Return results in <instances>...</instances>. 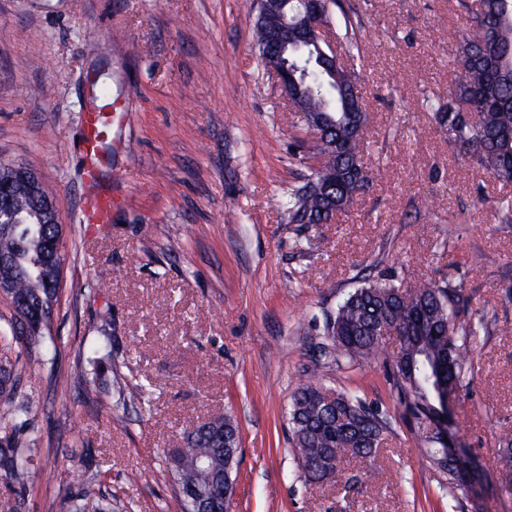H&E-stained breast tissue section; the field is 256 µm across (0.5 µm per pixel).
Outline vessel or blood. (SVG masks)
<instances>
[{
    "instance_id": "b4317fda",
    "label": "vessel or blood",
    "mask_w": 512,
    "mask_h": 512,
    "mask_svg": "<svg viewBox=\"0 0 512 512\" xmlns=\"http://www.w3.org/2000/svg\"><path fill=\"white\" fill-rule=\"evenodd\" d=\"M127 109V98L121 95L105 106L89 105L83 114L84 136L81 153L85 160V193L81 209L82 223H109L113 210L124 202L122 196L113 194L103 182L105 159L101 145L106 139L110 114L124 112Z\"/></svg>"
}]
</instances>
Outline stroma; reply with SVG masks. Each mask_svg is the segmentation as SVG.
Returning <instances> with one entry per match:
<instances>
[{
  "label": "stroma",
  "mask_w": 512,
  "mask_h": 512,
  "mask_svg": "<svg viewBox=\"0 0 512 512\" xmlns=\"http://www.w3.org/2000/svg\"><path fill=\"white\" fill-rule=\"evenodd\" d=\"M474 2L331 7L329 39L368 112L370 180L332 223L300 225L277 205L310 174L311 133L253 42L256 0H0V161L36 170L66 226L55 351L33 355L22 382L34 398V458L58 482L33 481L24 512H66L65 491L95 472L112 512H181L163 455L216 412L241 436L232 512H512L499 463V438L512 433V224L496 218L512 182L478 168L432 112L457 75L448 34L471 35ZM100 66L105 90L131 100L109 165L127 202L103 226L80 221L77 141ZM377 264L407 287L463 283L493 326L451 405L455 444L476 463L462 500L418 452L380 364L322 370L393 417L379 454L320 486L292 456L288 400L314 366L324 315ZM107 322L112 379L150 386L146 410L116 408L113 392L88 403L56 384ZM82 439L87 455L70 457ZM370 467L373 482L362 477Z\"/></svg>",
  "instance_id": "obj_1"
}]
</instances>
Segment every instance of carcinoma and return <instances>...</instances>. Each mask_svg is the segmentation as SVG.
Instances as JSON below:
<instances>
[{"instance_id": "obj_1", "label": "carcinoma", "mask_w": 512, "mask_h": 512, "mask_svg": "<svg viewBox=\"0 0 512 512\" xmlns=\"http://www.w3.org/2000/svg\"><path fill=\"white\" fill-rule=\"evenodd\" d=\"M468 21L481 31L460 42L459 76L449 88L448 103L431 106L442 128L453 126L448 141L468 152L487 174L512 181V0H478ZM283 59L301 88L299 104L309 113L321 112L336 119L327 139L312 137L316 165L307 181L326 186L323 196L288 191L282 204L290 224H318L330 218L331 203H354L368 180L362 147L367 133L366 116L353 111L357 83L352 72L336 65V75L321 65L311 47L290 46ZM23 226L0 222V253L15 258L12 296L25 305L12 307L15 339L26 353L47 350L53 305L61 270L41 263L40 236L58 233L55 224H44L41 235H25L24 224L35 223L26 195L18 197ZM402 282L387 272L368 275L343 297L336 311L325 318V341L316 346L314 370L293 391L288 404V432L301 477L322 484L343 470L352 459L377 455L392 433V422L359 395L338 391L322 381L320 365L381 363L403 408L402 418L414 431L420 451L446 480L448 494L465 491L470 478L468 460L448 447L433 430L439 411L445 410L466 380L474 374L477 338L487 329L484 317L462 315L469 301L462 285L448 280L424 284L407 292ZM400 336V351L387 355L385 336ZM114 361L112 334L97 331L79 353V367L61 383L63 390H77L94 400L112 389L100 369ZM27 363L0 368V422L13 426L26 421L32 397L20 390ZM38 437L9 438L0 442V471L16 492L14 512H23L34 460L30 448ZM239 447L238 426L231 418L215 414L186 435V447L171 448L164 457L175 487L205 489L224 477V444ZM95 479L69 496L70 512H99L93 502Z\"/></svg>"}]
</instances>
